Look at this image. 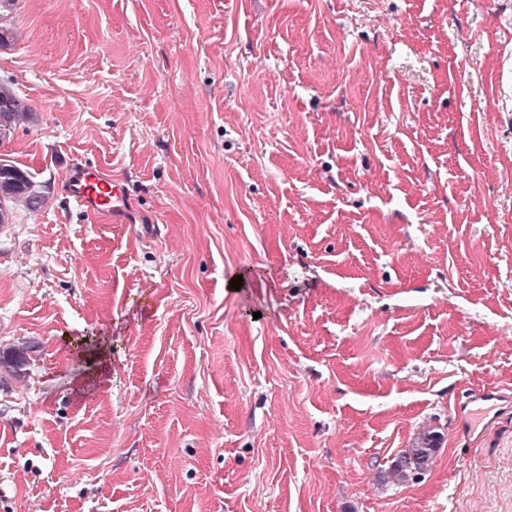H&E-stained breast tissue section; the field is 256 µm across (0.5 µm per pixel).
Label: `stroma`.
I'll return each instance as SVG.
<instances>
[{"label":"stroma","instance_id":"stroma-1","mask_svg":"<svg viewBox=\"0 0 512 512\" xmlns=\"http://www.w3.org/2000/svg\"><path fill=\"white\" fill-rule=\"evenodd\" d=\"M0 512H512V0H19ZM75 164L142 223L100 229ZM245 284L228 289L232 275ZM109 342L89 390L66 337ZM431 469L385 473L420 432ZM44 185H37L32 177L11 161L0 158V227L12 224L16 208L39 211L47 200ZM64 192L95 224L109 226L117 211L128 213L125 224H139V216L127 208L125 185L98 167L73 165Z\"/></svg>","mask_w":512,"mask_h":512}]
</instances>
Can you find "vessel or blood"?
<instances>
[{"label": "vessel or blood", "mask_w": 512, "mask_h": 512, "mask_svg": "<svg viewBox=\"0 0 512 512\" xmlns=\"http://www.w3.org/2000/svg\"><path fill=\"white\" fill-rule=\"evenodd\" d=\"M64 192L82 214L104 226L112 224L114 214L126 211L128 205L124 184L95 166H72Z\"/></svg>", "instance_id": "obj_1"}]
</instances>
